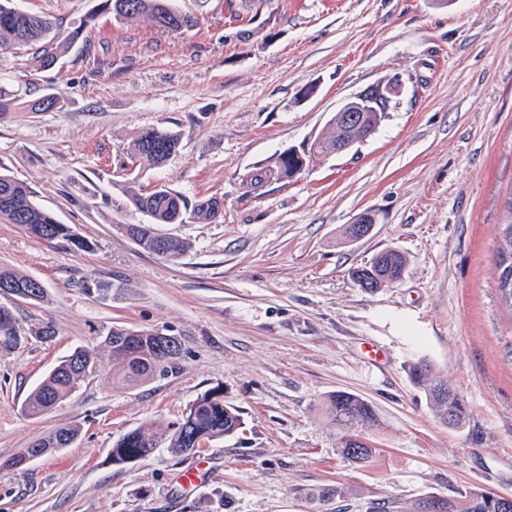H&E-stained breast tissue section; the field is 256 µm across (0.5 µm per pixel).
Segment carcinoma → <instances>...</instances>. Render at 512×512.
Here are the masks:
<instances>
[{"label": "carcinoma", "mask_w": 512, "mask_h": 512, "mask_svg": "<svg viewBox=\"0 0 512 512\" xmlns=\"http://www.w3.org/2000/svg\"><path fill=\"white\" fill-rule=\"evenodd\" d=\"M100 13L112 14L131 23L149 21L156 27L171 32L193 26L190 16L171 5V0H100L96 10L89 15L93 20ZM52 30L49 18L20 10L11 0H0V49L26 47L33 51V59L39 66H51L55 60L69 52L77 42L81 28H76L64 39L53 42L48 38ZM342 130L329 124L325 132L311 145L310 152L331 156ZM180 134L158 128L141 131L132 144V158L139 167L156 168L176 151ZM300 171L299 159L283 152L273 165L263 167L250 175V185L258 188L272 180L284 181ZM34 188L15 179L0 166V217L19 225L31 236L52 242L63 240L79 250L86 251L91 244L68 224H61L50 211L35 200ZM130 206L148 217L146 224H124L122 229L142 250L165 261L177 262L191 249L183 238L159 234L157 224H181L185 216L199 222L217 219L220 203L213 197L189 204L181 194L165 185L157 184L147 194L134 190L128 194ZM497 262L499 270L498 290L502 302L512 308V200L507 202L505 222L498 225ZM405 255L396 249L377 254L369 265L351 271L354 283L374 291L384 287L404 271ZM6 290L23 301L40 302L46 299L47 289L37 278L24 271L0 266V291ZM53 337L48 324L40 323L24 330L19 327L13 309L0 304V348L12 349L32 338L45 342ZM101 345L109 349L112 360V384L131 389L143 386L157 377L177 368L182 356V344L178 337L160 332L135 331L112 327L99 334ZM97 355L86 347H78L65 356L28 393L22 403V412L31 419H38L61 402L70 398L90 376L97 371ZM412 381L423 387L427 399L438 417L459 427L467 419L468 405L463 396L450 389L444 380L435 375L431 366L420 361L410 365ZM327 405L333 424L342 431L359 422L372 426L378 422L375 410L359 396L338 391L328 397ZM241 426L239 412L224 404V396L208 391L189 406L182 421L174 426L167 437V448L176 454L197 452L202 444L229 437ZM79 429L60 427L32 440L23 452L8 462L10 467L22 466L24 454L58 451L74 442ZM162 434L154 423L146 424L120 438L112 448V462L120 465L129 460L148 457L159 447ZM337 448L340 455L354 463H366L374 458L373 449L362 446L354 452V446L346 434H340Z\"/></svg>", "instance_id": "obj_1"}]
</instances>
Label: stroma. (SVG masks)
<instances>
[{
    "instance_id": "35a3bbf8",
    "label": "stroma",
    "mask_w": 512,
    "mask_h": 512,
    "mask_svg": "<svg viewBox=\"0 0 512 512\" xmlns=\"http://www.w3.org/2000/svg\"><path fill=\"white\" fill-rule=\"evenodd\" d=\"M49 17L75 47L50 68L0 50V87L21 102L0 121V166L93 245L32 238L0 219V266L42 280L45 301H12L47 342L0 350V512H413L422 498L479 488L512 497V310L502 304L496 226L512 198V0H256L233 20L225 0H172L194 27L93 16L98 0H14ZM394 83L376 132L350 151L310 157L287 181L249 176L309 150L351 98ZM50 94L47 112L26 108ZM148 128L181 135L156 169L130 164ZM164 184L217 198L218 219L162 224L192 248L168 263L122 230L145 223L127 194ZM363 213L371 232L344 240ZM396 249L398 282L370 292L351 268ZM179 337L178 369L136 389L112 384L108 328ZM98 372L45 416L21 411L74 348ZM460 393L463 427L441 423L411 363ZM222 392L242 425L200 454L116 465L111 451L148 422L182 421ZM374 408L373 462L336 451L328 396ZM76 425L69 447L9 467L34 437ZM204 461L196 487L179 474ZM347 487L310 502L316 488Z\"/></svg>"
}]
</instances>
